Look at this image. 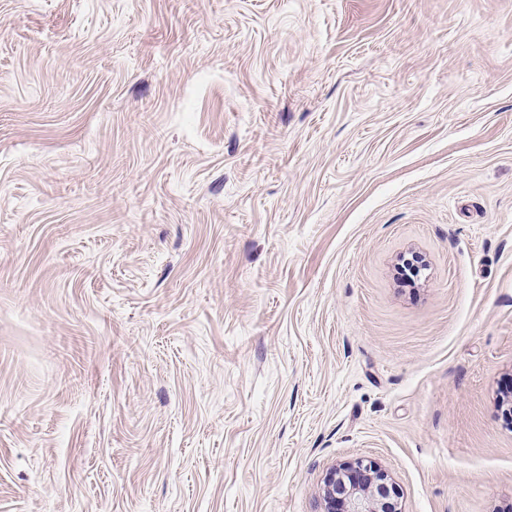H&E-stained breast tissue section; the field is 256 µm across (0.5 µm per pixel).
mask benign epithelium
Here are the masks:
<instances>
[{
	"mask_svg": "<svg viewBox=\"0 0 512 512\" xmlns=\"http://www.w3.org/2000/svg\"><path fill=\"white\" fill-rule=\"evenodd\" d=\"M323 497L326 512H397L396 487L388 473L368 459L331 470Z\"/></svg>",
	"mask_w": 512,
	"mask_h": 512,
	"instance_id": "1",
	"label": "benign epithelium"
}]
</instances>
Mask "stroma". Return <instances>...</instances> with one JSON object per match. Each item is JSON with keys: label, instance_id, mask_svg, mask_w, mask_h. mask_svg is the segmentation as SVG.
<instances>
[{"label": "stroma", "instance_id": "stroma-1", "mask_svg": "<svg viewBox=\"0 0 512 512\" xmlns=\"http://www.w3.org/2000/svg\"><path fill=\"white\" fill-rule=\"evenodd\" d=\"M509 378L512 0H0V512H512ZM325 512H395L398 492L387 472L371 460L331 470L324 482Z\"/></svg>", "mask_w": 512, "mask_h": 512}]
</instances>
